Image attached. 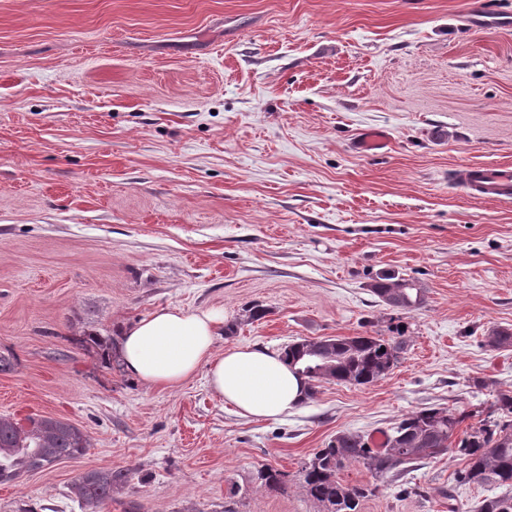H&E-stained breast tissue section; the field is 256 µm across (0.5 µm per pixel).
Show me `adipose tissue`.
<instances>
[{
	"label": "adipose tissue",
	"mask_w": 512,
	"mask_h": 512,
	"mask_svg": "<svg viewBox=\"0 0 512 512\" xmlns=\"http://www.w3.org/2000/svg\"><path fill=\"white\" fill-rule=\"evenodd\" d=\"M223 312L161 309L126 327L121 355L136 381L166 389L205 372L210 388L240 416L278 417L305 401L309 388L280 352L256 346L213 351Z\"/></svg>",
	"instance_id": "obj_1"
}]
</instances>
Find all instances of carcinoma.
<instances>
[{"mask_svg": "<svg viewBox=\"0 0 512 512\" xmlns=\"http://www.w3.org/2000/svg\"><path fill=\"white\" fill-rule=\"evenodd\" d=\"M372 292L385 305L409 312L424 303L423 289L413 280L395 274H380ZM394 335L325 337L301 339L282 348V356L308 382L334 380L365 386L386 376L407 351L406 327L398 324ZM84 342L100 352L107 367L119 362L112 344L99 335L89 334ZM491 347L512 345V330L495 328L488 336ZM476 411L428 406L406 415L378 448L368 437L344 432L325 448L318 449L299 471V483L307 497L322 512H360L364 499L375 493L365 485H346L339 473L347 466L367 465L378 478H391L407 471L409 464L430 456L453 451L466 461L464 479L478 486L504 488L506 492L483 500L479 512H512V391L496 394L495 409L480 420V426L461 429ZM407 445L403 451L393 441ZM90 448L87 435L77 426L52 417H28L23 421L0 416V485L13 484L22 477L63 460L79 459ZM128 473L91 468L79 474L70 492L86 512H103L112 500V486L126 482ZM260 488L279 491L286 485L285 474L263 465L251 476Z\"/></svg>", "mask_w": 512, "mask_h": 512, "instance_id": "carcinoma-1", "label": "carcinoma"}]
</instances>
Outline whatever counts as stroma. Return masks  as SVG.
<instances>
[{"label":"stroma","instance_id":"obj_1","mask_svg":"<svg viewBox=\"0 0 512 512\" xmlns=\"http://www.w3.org/2000/svg\"><path fill=\"white\" fill-rule=\"evenodd\" d=\"M468 3L0 0V415L91 443L1 485L0 512H85L70 485L90 467L134 472L108 512H319L298 472L337 434L492 411L512 389V347L486 342L512 329V199L458 173L512 166V25ZM367 129L386 147L355 149ZM382 272L423 305L379 303ZM172 308L223 310L218 354L399 323L410 341L374 384L324 380L255 421L204 374L145 386L79 343ZM262 464L285 490L252 484ZM464 467L417 460L361 512H477L497 490ZM371 288L381 302L399 311L409 312L424 303L423 289L415 281L395 274H379Z\"/></svg>","mask_w":512,"mask_h":512}]
</instances>
